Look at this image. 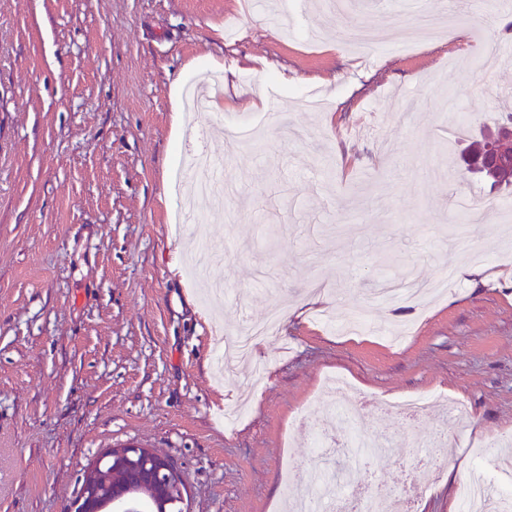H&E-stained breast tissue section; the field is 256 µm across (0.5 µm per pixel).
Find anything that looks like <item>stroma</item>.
I'll list each match as a JSON object with an SVG mask.
<instances>
[{"instance_id":"35a3bbf8","label":"stroma","mask_w":512,"mask_h":512,"mask_svg":"<svg viewBox=\"0 0 512 512\" xmlns=\"http://www.w3.org/2000/svg\"><path fill=\"white\" fill-rule=\"evenodd\" d=\"M276 5L0 0V512H71L85 467L129 442L178 463L186 512H284L286 471L320 467L300 417L321 420L330 376L389 444L357 474L387 502L416 467L410 512L459 504L452 467L512 486V193L463 163L512 106L488 24L512 0ZM423 12L450 27L396 44ZM205 70L208 111L175 126ZM477 250L486 285L366 300ZM274 309L249 357L265 377L229 420L224 359ZM416 396L460 400L465 425L381 410ZM411 434L450 447L418 454Z\"/></svg>"}]
</instances>
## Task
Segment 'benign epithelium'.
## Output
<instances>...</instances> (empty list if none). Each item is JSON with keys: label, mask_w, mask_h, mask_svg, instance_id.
<instances>
[{"label": "benign epithelium", "mask_w": 512, "mask_h": 512, "mask_svg": "<svg viewBox=\"0 0 512 512\" xmlns=\"http://www.w3.org/2000/svg\"><path fill=\"white\" fill-rule=\"evenodd\" d=\"M494 176H512V152H494L488 159ZM149 494L154 512L185 501L180 467L173 460L137 444L112 448L85 469L73 512H103L109 502H129Z\"/></svg>", "instance_id": "7a95c632"}]
</instances>
